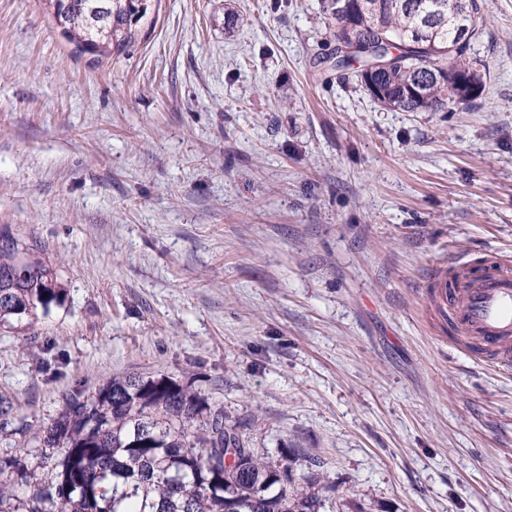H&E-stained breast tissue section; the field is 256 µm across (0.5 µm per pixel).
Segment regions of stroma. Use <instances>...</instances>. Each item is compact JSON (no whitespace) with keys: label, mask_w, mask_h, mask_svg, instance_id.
Listing matches in <instances>:
<instances>
[{"label":"stroma","mask_w":512,"mask_h":512,"mask_svg":"<svg viewBox=\"0 0 512 512\" xmlns=\"http://www.w3.org/2000/svg\"><path fill=\"white\" fill-rule=\"evenodd\" d=\"M483 92L383 107L322 0H152L121 53L0 0V229L60 304L0 329L10 426L115 374L192 383L321 512H512V371L463 353L433 275L512 256V0Z\"/></svg>","instance_id":"stroma-1"}]
</instances>
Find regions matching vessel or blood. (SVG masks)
I'll return each mask as SVG.
<instances>
[{
    "label": "vessel or blood",
    "instance_id": "vessel-or-blood-1",
    "mask_svg": "<svg viewBox=\"0 0 512 512\" xmlns=\"http://www.w3.org/2000/svg\"><path fill=\"white\" fill-rule=\"evenodd\" d=\"M441 304L452 312L459 346L498 369H512V261L488 257L481 270L453 261L439 272Z\"/></svg>",
    "mask_w": 512,
    "mask_h": 512
}]
</instances>
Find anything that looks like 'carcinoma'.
Segmentation results:
<instances>
[{
	"label": "carcinoma",
	"mask_w": 512,
	"mask_h": 512,
	"mask_svg": "<svg viewBox=\"0 0 512 512\" xmlns=\"http://www.w3.org/2000/svg\"><path fill=\"white\" fill-rule=\"evenodd\" d=\"M62 34L76 48L121 53L140 34L144 0H52ZM485 0H325L336 20V62L345 49L394 41L396 58L370 80L372 98L404 112H442L479 94L454 99L455 81L477 72L471 41L484 24ZM0 249V328L32 324L60 301L52 262L10 236ZM36 467L49 468L25 499L6 472L28 473L24 455L0 459V512H320L309 477L272 464L251 448L224 407L171 377L115 376L91 395L65 400L60 415L33 434Z\"/></svg>",
	"instance_id": "obj_1"
}]
</instances>
